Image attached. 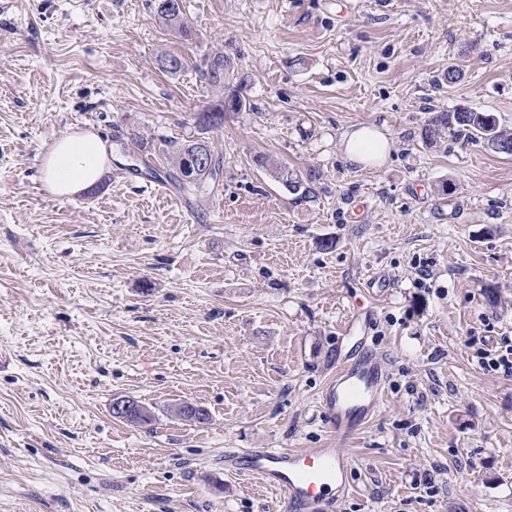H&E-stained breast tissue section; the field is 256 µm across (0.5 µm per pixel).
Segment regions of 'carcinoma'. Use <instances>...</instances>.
<instances>
[{
	"label": "carcinoma",
	"instance_id": "cac0c4a2",
	"mask_svg": "<svg viewBox=\"0 0 512 512\" xmlns=\"http://www.w3.org/2000/svg\"><path fill=\"white\" fill-rule=\"evenodd\" d=\"M170 6H161V0H149L148 7L157 19L163 22L174 34L184 40L193 36V30L189 26L183 11V0H168ZM231 69L230 60L222 53H216L206 57L199 72L203 79L214 86H220L227 90L224 99L206 112H201L196 117L198 131L202 134L222 127L224 113L241 112L246 109L247 101L239 88L230 87ZM454 132L472 140L477 145L493 152H498L497 146L508 144L512 146V130L500 126L494 114L481 112L471 107H457L451 112H431L422 130V139L425 145L434 146L447 132ZM199 144L197 140H189L179 146L171 158L175 173L173 178L179 183L180 188L186 192L202 195L208 190L209 180L216 179L221 169L222 160L215 155H210V165L204 169H196L188 173L187 169L193 165V154ZM256 163L262 168L274 171L276 178L289 192L303 195L308 192V187L302 176L286 166H282L266 156L256 158Z\"/></svg>",
	"mask_w": 512,
	"mask_h": 512
}]
</instances>
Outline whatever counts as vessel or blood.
Listing matches in <instances>:
<instances>
[{"mask_svg": "<svg viewBox=\"0 0 512 512\" xmlns=\"http://www.w3.org/2000/svg\"><path fill=\"white\" fill-rule=\"evenodd\" d=\"M387 370L380 356L365 354L336 365L321 393L333 425L348 432L363 428L385 399ZM351 456L336 448H249L224 451L226 471L258 477L280 493L292 512H334L348 494Z\"/></svg>", "mask_w": 512, "mask_h": 512, "instance_id": "vessel-or-blood-1", "label": "vessel or blood"}]
</instances>
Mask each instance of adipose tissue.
<instances>
[{
	"label": "adipose tissue",
	"instance_id": "1",
	"mask_svg": "<svg viewBox=\"0 0 512 512\" xmlns=\"http://www.w3.org/2000/svg\"><path fill=\"white\" fill-rule=\"evenodd\" d=\"M347 160L372 166L389 150L387 136L378 128L363 126L347 132L343 139ZM112 158V147L92 132H73L57 139L44 154L41 164L46 188L66 199L96 185Z\"/></svg>",
	"mask_w": 512,
	"mask_h": 512
}]
</instances>
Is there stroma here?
Listing matches in <instances>:
<instances>
[{
    "mask_svg": "<svg viewBox=\"0 0 512 512\" xmlns=\"http://www.w3.org/2000/svg\"><path fill=\"white\" fill-rule=\"evenodd\" d=\"M16 3L0 16V512H287L225 472L228 448L348 453L337 512H512V375L476 357L512 336V155L421 137L460 106L512 129V0H183L191 41L147 0ZM215 52L247 108L209 131L223 170L199 197L167 157L223 97L198 72ZM368 125L390 152L351 164L342 135ZM76 130L109 141L112 166L62 200L41 158ZM351 319L388 382L348 438L320 395ZM119 397L152 422L114 418ZM183 402L208 422L175 418ZM256 163L262 168H269L274 171L276 178L281 182L292 194L302 196L309 192L302 176L297 172L291 171L287 166H282L266 156H258Z\"/></svg>",
    "mask_w": 512,
    "mask_h": 512,
    "instance_id": "obj_1",
    "label": "stroma"
}]
</instances>
